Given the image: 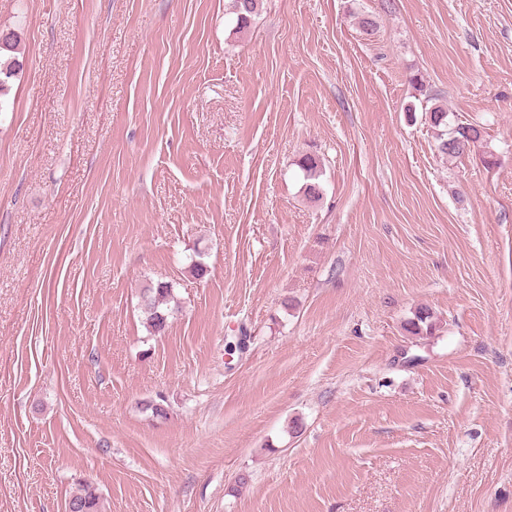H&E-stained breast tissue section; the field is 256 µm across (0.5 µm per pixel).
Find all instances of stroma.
Listing matches in <instances>:
<instances>
[{
	"instance_id": "1",
	"label": "stroma",
	"mask_w": 512,
	"mask_h": 512,
	"mask_svg": "<svg viewBox=\"0 0 512 512\" xmlns=\"http://www.w3.org/2000/svg\"><path fill=\"white\" fill-rule=\"evenodd\" d=\"M228 3L0 0V512H512V0ZM260 0H233L232 10L236 15V26L238 30L247 28L253 17L258 14ZM12 31L0 38V112L6 108L4 97L20 70V62L16 57L20 38L15 30ZM425 114V119L437 131L436 149L443 155L455 157L465 155L483 140L485 131L478 124L448 125V108L443 103H434L428 109L425 107ZM298 166L304 174V194L310 200H319L322 197V185L319 178L322 174L320 159L314 154H305L299 161ZM171 291L169 282L159 281L152 288L147 289V293L144 294L145 324L154 335L164 333L168 327L172 311L164 309L162 305L166 304L171 296ZM405 330L413 336L431 335L435 329L432 315L427 308H419L414 317L405 323ZM77 503H85L87 505L85 512H101L100 496L97 494L96 488L90 483L79 484V487L68 501V512H75L74 506Z\"/></svg>"
}]
</instances>
